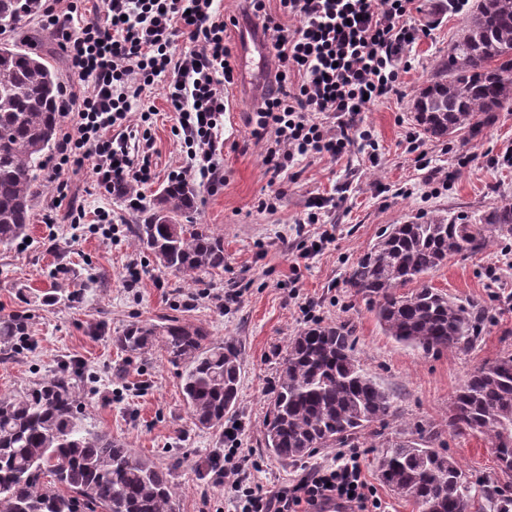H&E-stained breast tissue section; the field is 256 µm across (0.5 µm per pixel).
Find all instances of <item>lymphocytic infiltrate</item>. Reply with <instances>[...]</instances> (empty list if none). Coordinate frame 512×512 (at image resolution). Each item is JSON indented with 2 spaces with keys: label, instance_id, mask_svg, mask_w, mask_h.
Listing matches in <instances>:
<instances>
[{
  "label": "lymphocytic infiltrate",
  "instance_id": "f902f5d3",
  "mask_svg": "<svg viewBox=\"0 0 512 512\" xmlns=\"http://www.w3.org/2000/svg\"><path fill=\"white\" fill-rule=\"evenodd\" d=\"M267 0H250L255 16L274 34L276 83L250 117L252 134L266 141V171L278 179L290 163L316 154L341 155L368 104L388 99L400 84V64L419 36L412 22L415 0H279L297 24L283 28L268 13ZM102 14L77 19L75 0H44L41 22L66 56L70 73L87 83L76 93L60 92L69 122L47 168L56 194L44 216L68 195L65 170L91 163L107 190L152 180L150 111L131 115V101L161 85L188 163L172 179L216 181L215 156L224 130V89L235 67L226 41L227 25L214 0H101ZM187 51L175 52L178 38ZM338 116L336 127L321 122ZM229 448L208 463L213 482L224 485L233 512H322L342 501L352 512H379L381 501L368 483L356 448H341L333 463L273 489L254 483L256 463L229 433Z\"/></svg>",
  "mask_w": 512,
  "mask_h": 512
}]
</instances>
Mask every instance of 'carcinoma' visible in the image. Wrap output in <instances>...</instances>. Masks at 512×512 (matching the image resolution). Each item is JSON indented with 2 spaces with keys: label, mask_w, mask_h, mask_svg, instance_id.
Segmentation results:
<instances>
[{
  "label": "carcinoma",
  "mask_w": 512,
  "mask_h": 512,
  "mask_svg": "<svg viewBox=\"0 0 512 512\" xmlns=\"http://www.w3.org/2000/svg\"><path fill=\"white\" fill-rule=\"evenodd\" d=\"M41 0H0V31L26 34ZM61 85L34 43L0 42V247L27 236L39 171L61 123ZM512 105V0H478L434 78L415 96L413 121L436 141L478 136ZM196 192L168 184L136 242L159 266L194 281L224 270V238L187 223ZM512 239V204L475 219L435 216L390 224L352 265L347 286L365 300L385 335L424 352L467 353L481 337L486 309L458 302L424 282L453 256ZM417 287L405 290L411 283ZM17 316L0 317V344L25 335ZM349 323L315 322L289 339L264 423L266 451L283 461L325 448H361L366 431L394 417L397 396L369 374L355 353ZM116 344L145 354L158 347L184 367L183 396L194 424L224 427L236 406L242 354L229 341L178 319L133 323ZM448 427L485 436L512 473V353L467 374L448 402ZM439 429L380 442L382 481L418 512H470L472 486L459 462L436 447ZM173 464L137 456L106 431L84 422L73 374L63 371L0 396V512H177ZM495 512L512 497L486 490Z\"/></svg>",
  "instance_id": "carcinoma-1"
}]
</instances>
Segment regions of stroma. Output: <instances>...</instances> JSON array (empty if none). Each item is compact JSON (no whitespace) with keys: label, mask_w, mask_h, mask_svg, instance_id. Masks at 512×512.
Wrapping results in <instances>:
<instances>
[{"label":"stroma","mask_w":512,"mask_h":512,"mask_svg":"<svg viewBox=\"0 0 512 512\" xmlns=\"http://www.w3.org/2000/svg\"><path fill=\"white\" fill-rule=\"evenodd\" d=\"M416 4L413 20L421 34L403 64L397 95L363 112L361 134L340 157L296 161L273 185L265 144L252 136L248 122L261 102L243 91L260 78L256 63L245 61L238 37L239 24L253 16L247 0H221V14L232 21L227 40L235 61L217 156L223 180L197 187L191 219L223 237V271L193 282L156 266L134 240L140 208L100 186L91 164L65 175L86 223H69L63 213L56 223H45L55 187L43 183L33 200L28 242L0 249V316L20 314L27 322L26 336L10 344L11 355H0V394L63 368L75 371L89 424L126 442L135 454L163 463L179 459L173 474L179 512H229L223 487L205 476L211 456L225 448L224 432L194 424L182 396V366L157 349L130 355L116 345V336L136 321L176 317L205 326L211 342L235 343L243 370L233 419L242 447L252 449L259 465L255 482L269 488L335 456L322 449L291 462L265 453L263 424L284 347L312 322L348 321L363 367L397 396L395 416L389 426L374 425L372 439L390 429L441 426L443 447L471 481L500 486L512 496V475L501 473L489 441L445 425L448 402L466 375L512 353V239L471 257L450 258L428 277L431 286L456 299L485 303L482 339L467 353L426 354L397 343L346 284L352 263L384 225L434 215L478 216L492 204L512 202V164L503 159L512 150V108L464 142L418 135L412 99L447 58L475 0ZM148 107L155 111L150 134L156 177L139 189L142 206L187 163L160 87L147 88L133 102L134 112ZM421 153L439 173L433 184H426L427 174L416 163ZM271 198L275 208L261 209ZM103 210L112 218L114 236H104L94 223ZM326 229L332 240L307 256ZM233 292L240 293L239 302L224 306L221 295Z\"/></svg>","instance_id":"1"}]
</instances>
